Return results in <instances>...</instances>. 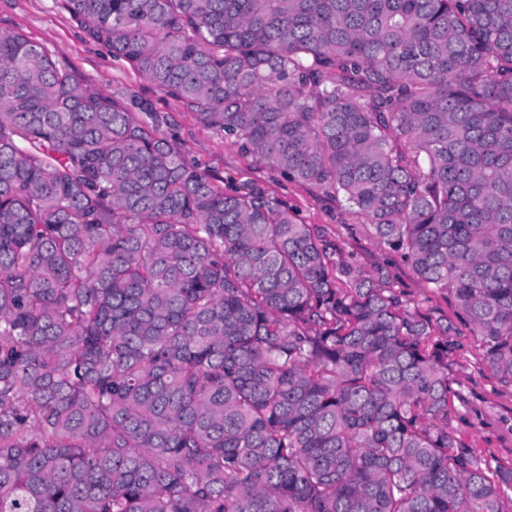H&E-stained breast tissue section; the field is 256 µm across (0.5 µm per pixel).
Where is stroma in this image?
<instances>
[{
	"label": "stroma",
	"instance_id": "obj_1",
	"mask_svg": "<svg viewBox=\"0 0 512 512\" xmlns=\"http://www.w3.org/2000/svg\"><path fill=\"white\" fill-rule=\"evenodd\" d=\"M0 31L22 34L46 48L92 88L104 93L123 92L149 100L159 130L183 149L188 162L220 186L245 181L265 185L291 206L306 224H317L334 237L344 255L364 271L387 265L398 288L412 307L453 317L447 295L425 288L399 256L381 247L361 221L352 219L312 187L290 183L240 152L223 132L204 126L195 112L158 90L127 62L113 57L93 41L63 5V0H0ZM455 353L452 378L461 394L453 427L461 441L487 460H512V390L501 387L484 363L483 351L472 338L462 337Z\"/></svg>",
	"mask_w": 512,
	"mask_h": 512
}]
</instances>
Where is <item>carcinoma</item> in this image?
<instances>
[{
    "instance_id": "cac0c4a2",
    "label": "carcinoma",
    "mask_w": 512,
    "mask_h": 512,
    "mask_svg": "<svg viewBox=\"0 0 512 512\" xmlns=\"http://www.w3.org/2000/svg\"><path fill=\"white\" fill-rule=\"evenodd\" d=\"M65 6L460 324L1 31L0 512H507L449 362L512 388V0Z\"/></svg>"
}]
</instances>
